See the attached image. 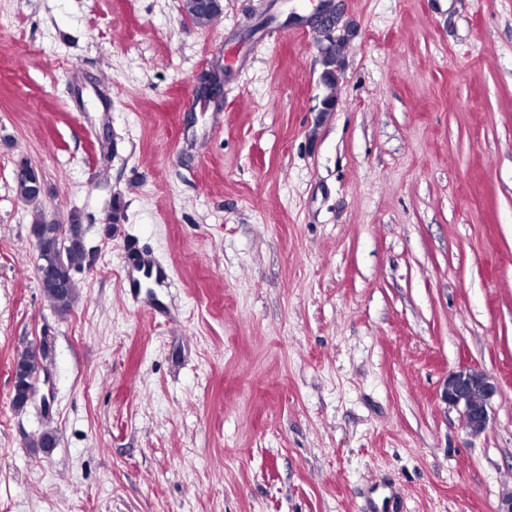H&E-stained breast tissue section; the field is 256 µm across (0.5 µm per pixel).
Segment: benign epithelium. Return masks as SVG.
I'll use <instances>...</instances> for the list:
<instances>
[{
  "label": "benign epithelium",
  "instance_id": "benign-epithelium-1",
  "mask_svg": "<svg viewBox=\"0 0 512 512\" xmlns=\"http://www.w3.org/2000/svg\"><path fill=\"white\" fill-rule=\"evenodd\" d=\"M302 21L332 33L336 26L335 0H316L313 13L306 18L295 12L288 14L287 22ZM198 92L205 98L215 99L221 95L222 86L209 84L208 72L204 71L198 77ZM497 391V384L487 373L463 366L448 374L443 394L448 404L459 409L463 428L471 435H478L488 426L491 399Z\"/></svg>",
  "mask_w": 512,
  "mask_h": 512
}]
</instances>
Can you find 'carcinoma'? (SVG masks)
Returning a JSON list of instances; mask_svg holds the SVG:
<instances>
[{"label":"carcinoma","instance_id":"obj_1","mask_svg":"<svg viewBox=\"0 0 512 512\" xmlns=\"http://www.w3.org/2000/svg\"><path fill=\"white\" fill-rule=\"evenodd\" d=\"M181 10L194 26L207 28L215 21L216 16L221 14L222 3L221 0H181ZM345 45L346 40L342 38L337 40L328 48L323 62L321 82L326 88L332 90V93L323 99V111L325 112L332 111L336 104V95L333 94V90L336 89V78L332 74L331 68L336 58L343 56ZM14 189L21 200L33 206V224L36 226L46 225L38 203L40 193L36 192L33 186L25 180L17 178L14 179ZM73 227L79 240L69 242L64 250L61 249V244L55 234L50 231L43 233L39 242L43 258L49 266V272L40 279L41 288L45 298L61 314L68 312L77 298L78 286L74 272L81 265L84 255L81 224L75 222ZM14 365L17 372L28 375L40 368V363L36 362L25 350L17 353Z\"/></svg>","mask_w":512,"mask_h":512}]
</instances>
